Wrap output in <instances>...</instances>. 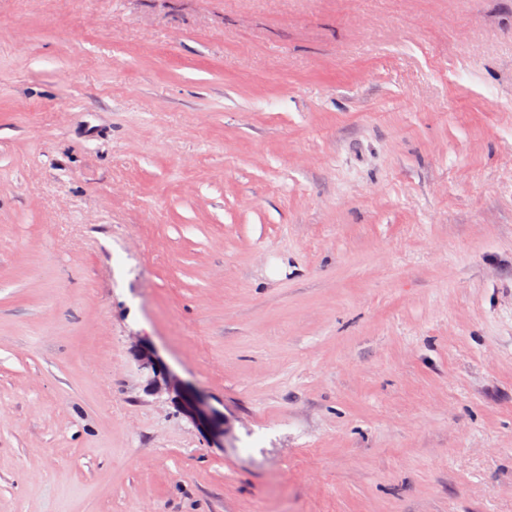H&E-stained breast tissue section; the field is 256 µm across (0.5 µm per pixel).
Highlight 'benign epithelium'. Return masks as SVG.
Listing matches in <instances>:
<instances>
[{"instance_id":"obj_1","label":"benign epithelium","mask_w":512,"mask_h":512,"mask_svg":"<svg viewBox=\"0 0 512 512\" xmlns=\"http://www.w3.org/2000/svg\"><path fill=\"white\" fill-rule=\"evenodd\" d=\"M129 356L144 378L147 393L166 395L175 411L202 434L210 447H224V412L172 369L150 341L135 337Z\"/></svg>"}]
</instances>
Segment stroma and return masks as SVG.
Wrapping results in <instances>:
<instances>
[{"label": "stroma", "instance_id": "stroma-1", "mask_svg": "<svg viewBox=\"0 0 512 512\" xmlns=\"http://www.w3.org/2000/svg\"><path fill=\"white\" fill-rule=\"evenodd\" d=\"M0 512H512V0H0ZM128 352L144 378V390L166 395L175 411L202 434L209 447L223 448L224 412L172 369L150 341L137 336Z\"/></svg>", "mask_w": 512, "mask_h": 512}]
</instances>
